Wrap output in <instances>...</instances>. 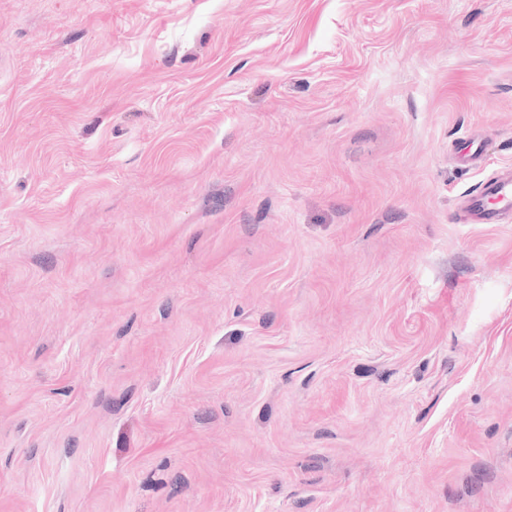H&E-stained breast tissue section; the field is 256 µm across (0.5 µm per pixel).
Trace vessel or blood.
I'll return each instance as SVG.
<instances>
[{
  "mask_svg": "<svg viewBox=\"0 0 512 512\" xmlns=\"http://www.w3.org/2000/svg\"><path fill=\"white\" fill-rule=\"evenodd\" d=\"M512 214V165L500 167L479 189L464 193L459 219L466 224H499Z\"/></svg>",
  "mask_w": 512,
  "mask_h": 512,
  "instance_id": "obj_1",
  "label": "vessel or blood"
}]
</instances>
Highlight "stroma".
<instances>
[{"instance_id":"stroma-1","label":"stroma","mask_w":512,"mask_h":512,"mask_svg":"<svg viewBox=\"0 0 512 512\" xmlns=\"http://www.w3.org/2000/svg\"><path fill=\"white\" fill-rule=\"evenodd\" d=\"M505 164L512 0H0V512H512ZM462 198L459 220L464 224H503V217L512 214V165L500 167Z\"/></svg>"}]
</instances>
